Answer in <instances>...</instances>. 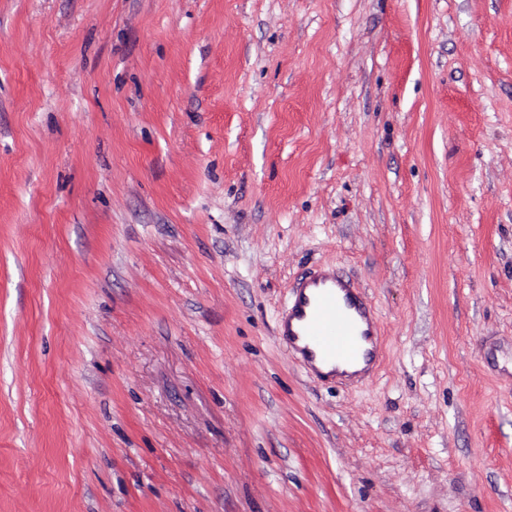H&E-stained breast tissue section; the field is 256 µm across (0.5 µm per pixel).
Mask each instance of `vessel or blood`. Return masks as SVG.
Segmentation results:
<instances>
[{
  "label": "vessel or blood",
  "mask_w": 512,
  "mask_h": 512,
  "mask_svg": "<svg viewBox=\"0 0 512 512\" xmlns=\"http://www.w3.org/2000/svg\"><path fill=\"white\" fill-rule=\"evenodd\" d=\"M278 334L314 373L340 363L363 362L372 371L379 336L372 306L348 282L331 273L300 282Z\"/></svg>",
  "instance_id": "vessel-or-blood-1"
}]
</instances>
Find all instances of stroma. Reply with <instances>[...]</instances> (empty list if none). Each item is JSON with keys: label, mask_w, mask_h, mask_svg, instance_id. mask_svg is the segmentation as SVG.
<instances>
[{"label": "stroma", "mask_w": 512, "mask_h": 512, "mask_svg": "<svg viewBox=\"0 0 512 512\" xmlns=\"http://www.w3.org/2000/svg\"><path fill=\"white\" fill-rule=\"evenodd\" d=\"M0 512H512V0H0ZM282 341L318 376L336 374L339 363H365L370 374L379 358L372 306L348 282L332 273L300 282L279 324ZM323 367H332L328 372Z\"/></svg>", "instance_id": "obj_1"}]
</instances>
